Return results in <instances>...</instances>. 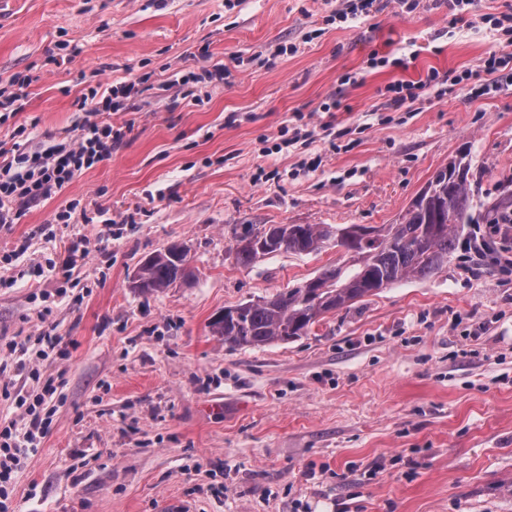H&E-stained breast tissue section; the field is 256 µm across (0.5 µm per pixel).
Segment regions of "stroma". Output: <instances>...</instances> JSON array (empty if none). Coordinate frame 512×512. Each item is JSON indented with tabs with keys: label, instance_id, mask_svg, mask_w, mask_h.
Here are the masks:
<instances>
[{
	"label": "stroma",
	"instance_id": "obj_1",
	"mask_svg": "<svg viewBox=\"0 0 512 512\" xmlns=\"http://www.w3.org/2000/svg\"><path fill=\"white\" fill-rule=\"evenodd\" d=\"M346 7L0 0V95L34 77L0 139L22 125L30 148L68 143L89 86L147 78L112 116L126 135L111 159L0 229V250L27 244L23 266L90 249L66 292L58 269L0 288V349L61 339L38 379L0 378L31 399L56 387L9 512H512V230L487 258L458 249L292 341L231 349L209 327L347 260L328 243L240 265L247 225L394 223L463 151L485 197L512 174V86L429 88L398 110L386 91L505 48L486 18L512 0H476L457 26L445 0H385L360 24L336 20ZM216 63L223 83L163 88ZM74 200L109 223H55ZM173 243L194 279L134 291L141 261Z\"/></svg>",
	"mask_w": 512,
	"mask_h": 512
}]
</instances>
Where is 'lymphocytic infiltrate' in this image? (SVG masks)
I'll use <instances>...</instances> for the list:
<instances>
[{
  "instance_id": "f902f5d3",
  "label": "lymphocytic infiltrate",
  "mask_w": 512,
  "mask_h": 512,
  "mask_svg": "<svg viewBox=\"0 0 512 512\" xmlns=\"http://www.w3.org/2000/svg\"><path fill=\"white\" fill-rule=\"evenodd\" d=\"M512 84V52H489L476 68L459 73L428 72L424 80L399 81L390 85V104L399 108L418 97L420 90L440 87L450 92L466 87L476 97L489 96L502 85ZM138 81L130 80L105 90L90 89L78 105L88 118L68 145H52L40 151L27 148L25 128L13 131L9 140H0V225L14 223L19 210L55 196L66 189L83 170L111 158L124 131L109 121H99L104 112L128 111L140 94ZM52 386H45L36 402L25 396L15 398L19 420L0 425V512H8L9 483L22 461L33 454L49 428V418L40 407L51 400Z\"/></svg>"
}]
</instances>
